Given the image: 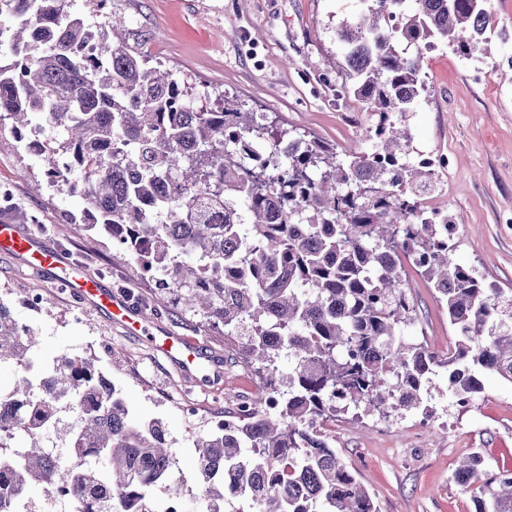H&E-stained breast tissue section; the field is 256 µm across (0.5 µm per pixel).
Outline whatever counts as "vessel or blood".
Segmentation results:
<instances>
[{
	"label": "vessel or blood",
	"instance_id": "1",
	"mask_svg": "<svg viewBox=\"0 0 512 512\" xmlns=\"http://www.w3.org/2000/svg\"><path fill=\"white\" fill-rule=\"evenodd\" d=\"M0 255L21 261L50 283L68 288L94 310L176 363L185 374L213 372L214 363L199 344L158 328L147 314L108 287L100 276L71 260L25 225L7 217L0 219Z\"/></svg>",
	"mask_w": 512,
	"mask_h": 512
}]
</instances>
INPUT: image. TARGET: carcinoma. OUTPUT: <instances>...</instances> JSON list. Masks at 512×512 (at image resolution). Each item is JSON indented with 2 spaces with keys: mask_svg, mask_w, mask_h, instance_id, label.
I'll use <instances>...</instances> for the list:
<instances>
[{
  "mask_svg": "<svg viewBox=\"0 0 512 512\" xmlns=\"http://www.w3.org/2000/svg\"><path fill=\"white\" fill-rule=\"evenodd\" d=\"M487 0H360L338 32L342 93L376 118L363 154L258 121L222 95L203 109L185 80L149 66L113 16L92 30L67 0H0V114L10 132L39 121L60 134L44 158L53 185L83 176L73 234L97 230L224 335L248 329L245 364L262 386L250 412L193 437V469L209 512L226 497L254 512H378L336 450L311 435L338 405L377 413L423 404L444 370L459 406L482 376L512 383V294L456 258L455 238L423 220L414 191L431 173L408 159L395 114L425 92L423 51L443 40L472 57L486 43ZM238 212H227L226 197ZM421 269L448 312L455 348L403 340L417 322L405 263ZM37 338L0 302V365L17 372L10 396L28 405L0 416V512H31L51 489L76 512H164L153 491L173 482L160 419L138 420L93 357L37 356ZM292 361L288 373L281 355ZM22 436L26 448L10 441ZM475 512H512V472L489 474L478 454L456 469Z\"/></svg>",
  "mask_w": 512,
  "mask_h": 512,
  "instance_id": "obj_1",
  "label": "carcinoma"
}]
</instances>
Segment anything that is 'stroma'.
<instances>
[{
  "label": "stroma",
  "mask_w": 512,
  "mask_h": 512,
  "mask_svg": "<svg viewBox=\"0 0 512 512\" xmlns=\"http://www.w3.org/2000/svg\"><path fill=\"white\" fill-rule=\"evenodd\" d=\"M359 0H69L71 14L95 25L101 14L127 21L126 39L138 52L188 78L197 91L228 94L255 111L279 117L296 132L338 149L370 151L362 133L368 112L354 96L340 99L337 29L352 22ZM492 52L486 76H470L471 61L440 44L427 50L421 76L427 93L405 117L411 144L447 156L438 173L436 207L447 210L459 242L457 258L477 267L497 287L512 290V0H488ZM41 158L12 135H0V191L11 204L0 217L27 222L30 230L62 249L132 302L148 299L149 315L176 335L196 340L222 364L218 378L185 377L180 369L70 293L46 282L22 262L0 257V301L28 325L43 358L65 351L95 355L120 388L132 414L162 419L174 453L172 491L190 512H207L192 466V438L207 432L245 395L261 386L243 366L245 336L225 338L177 304L169 290L134 275L111 243L87 232L72 235L68 214L83 208L80 194L42 179ZM408 291L418 321L409 340L447 351L455 336L448 314L415 268ZM42 297L33 307L27 295ZM467 410L435 376L424 403L435 420L427 433L414 428L415 409L393 422L344 417L335 449L363 477L379 512H474L470 492L454 481L459 460L480 454L490 472L512 469V383L494 374ZM199 402L189 423L177 406L181 394Z\"/></svg>",
  "instance_id": "obj_1"
}]
</instances>
